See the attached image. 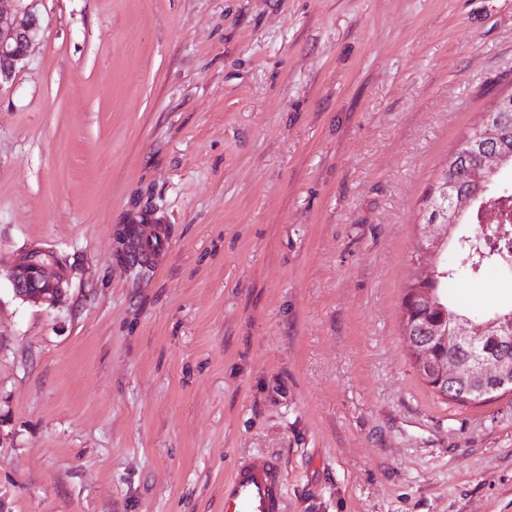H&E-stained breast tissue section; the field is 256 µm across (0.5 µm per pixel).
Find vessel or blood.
<instances>
[{
    "instance_id": "vessel-or-blood-1",
    "label": "vessel or blood",
    "mask_w": 512,
    "mask_h": 512,
    "mask_svg": "<svg viewBox=\"0 0 512 512\" xmlns=\"http://www.w3.org/2000/svg\"><path fill=\"white\" fill-rule=\"evenodd\" d=\"M224 512H287L279 459L257 454L237 461L224 481Z\"/></svg>"
}]
</instances>
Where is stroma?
<instances>
[{
	"instance_id": "35a3bbf8",
	"label": "stroma",
	"mask_w": 512,
	"mask_h": 512,
	"mask_svg": "<svg viewBox=\"0 0 512 512\" xmlns=\"http://www.w3.org/2000/svg\"><path fill=\"white\" fill-rule=\"evenodd\" d=\"M0 84V512H224L237 459L288 512H512V392L415 370L425 201L512 92V0H15ZM119 224L166 230L146 273ZM70 269L50 308L7 274ZM512 304V272L456 278ZM12 1H0V84L15 77L40 27L31 11H8ZM140 225L141 224H123L115 229L114 232L113 247L115 255L127 265H129V256L133 248L136 246L135 243H137L142 238ZM148 264L149 262H147L146 265L138 263L130 265L132 268H139L140 266L145 268ZM53 252L41 244H33L17 256L8 274L16 298L50 308L61 303L68 268ZM507 383V379H502V383L499 385V388H503ZM496 385V380L487 378L484 384L476 385L469 382L459 381L454 384L452 387L448 388V395L444 397L446 401H450L456 404L466 405L473 402H480L488 400L494 397V394L499 393L498 391L503 390H512V387H506L492 394H488L490 388H493ZM452 388V390H451ZM481 389H486L484 395H480L477 391Z\"/></svg>"
}]
</instances>
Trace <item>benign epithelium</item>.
<instances>
[{"label":"benign epithelium","mask_w":512,"mask_h":512,"mask_svg":"<svg viewBox=\"0 0 512 512\" xmlns=\"http://www.w3.org/2000/svg\"><path fill=\"white\" fill-rule=\"evenodd\" d=\"M9 2L11 0H0V83L15 77L39 29V20L34 13L29 10L11 11L6 8ZM506 111L507 106L499 105L485 114L482 123L475 128V134L481 141L499 136ZM454 209L452 204L437 212L424 225L423 234L416 242L414 252L418 259L415 260V268L423 277L434 275L438 248L445 238L447 224L453 220ZM141 238L140 225L119 226L113 237L115 255L128 262L135 243ZM8 279L15 297L54 308L62 301L68 268L52 249L33 244L17 256ZM440 335L443 342L463 347L466 356L434 360L428 353H423L421 365L435 380L437 388L447 389L450 378L468 374L484 377L506 367L512 368V323L503 326V334L497 337L493 348L472 335L469 327L461 322L446 327Z\"/></svg>","instance_id":"obj_1"}]
</instances>
